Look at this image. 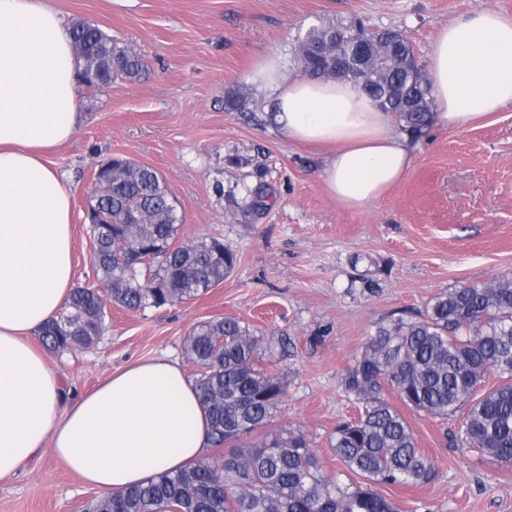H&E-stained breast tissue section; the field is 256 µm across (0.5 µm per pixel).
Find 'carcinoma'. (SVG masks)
<instances>
[{
  "instance_id": "carcinoma-1",
  "label": "carcinoma",
  "mask_w": 512,
  "mask_h": 512,
  "mask_svg": "<svg viewBox=\"0 0 512 512\" xmlns=\"http://www.w3.org/2000/svg\"><path fill=\"white\" fill-rule=\"evenodd\" d=\"M71 33L100 66L91 74L78 58L77 86L86 98L118 80L138 79L148 68L140 51L95 24L77 21ZM371 36L361 20L322 22L298 35L297 49L306 53L310 76L354 84L353 76L336 75L330 56ZM367 80L369 99L394 113L403 131L416 137L431 126L430 85L404 60L368 68ZM111 162L101 161V188L89 205L118 223L92 229L94 281L73 289L65 311L41 328L40 339L53 353L96 344L109 302L135 311L184 303L222 283L237 262V253L215 238H179L182 220L159 172L133 160L113 172ZM157 245L167 249L142 261ZM185 352L197 367L194 381L210 418L212 446L234 451L107 496L94 512H398L378 487L427 485L437 472L387 390L417 412L448 417L466 409L461 447L512 465L507 279L442 291L417 318L391 319L368 337L342 382L361 404L358 417L338 424L329 440L341 463L368 481L352 492L323 473L305 435L258 434L273 422L285 387L279 374L260 365L265 349L249 324L232 317L202 321L187 337ZM492 374L498 384L476 396Z\"/></svg>"
}]
</instances>
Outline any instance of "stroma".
<instances>
[{
	"label": "stroma",
	"mask_w": 512,
	"mask_h": 512,
	"mask_svg": "<svg viewBox=\"0 0 512 512\" xmlns=\"http://www.w3.org/2000/svg\"><path fill=\"white\" fill-rule=\"evenodd\" d=\"M68 21L106 30L146 57L148 75L83 100L76 138L48 154L72 191L73 277L92 281L85 210L94 170L121 156L163 176L183 217L181 239L214 237L238 253L224 282L198 298L131 312L112 305L108 329L88 349L47 354L67 399L92 390L118 367L166 353L182 361L200 322L233 317L263 336L269 369L286 391L269 430L303 432L325 473L343 489L361 479L329 439L359 405L342 380L368 336L390 318L419 315L437 293L512 279V105L464 128L435 124L410 138L412 165L389 196L352 211L331 198L327 149L294 143L265 115L250 80L267 54L294 73L296 37L321 20L359 17L399 31L427 68L437 31L484 10L512 16V0H54ZM245 94L236 111L228 93ZM264 189L263 209L249 208ZM437 477L424 486H386L400 512H512V466L457 448L463 413L406 411ZM101 492L44 456L0 481V512H90Z\"/></svg>",
	"instance_id": "35a3bbf8"
}]
</instances>
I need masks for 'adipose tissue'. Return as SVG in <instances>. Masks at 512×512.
<instances>
[{"label": "adipose tissue", "mask_w": 512, "mask_h": 512, "mask_svg": "<svg viewBox=\"0 0 512 512\" xmlns=\"http://www.w3.org/2000/svg\"><path fill=\"white\" fill-rule=\"evenodd\" d=\"M436 121L465 127L512 105V18L481 11L442 27L428 65ZM290 140L330 147L322 178L351 210L385 199L412 153L392 113L352 84L251 72ZM70 30L53 0H0V481L53 454L107 495L191 466L210 448L193 379L167 354L119 368L72 403L32 338L73 288L71 191L46 160L79 133Z\"/></svg>", "instance_id": "obj_1"}]
</instances>
